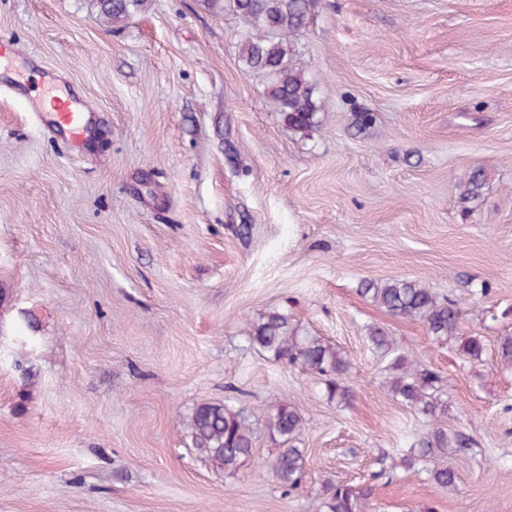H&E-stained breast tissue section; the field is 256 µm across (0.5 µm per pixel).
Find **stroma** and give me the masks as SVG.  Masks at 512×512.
Masks as SVG:
<instances>
[{
	"label": "stroma",
	"mask_w": 512,
	"mask_h": 512,
	"mask_svg": "<svg viewBox=\"0 0 512 512\" xmlns=\"http://www.w3.org/2000/svg\"><path fill=\"white\" fill-rule=\"evenodd\" d=\"M241 28L200 0L120 27L94 0H0V38L91 111L74 147L0 81V512H323L329 480L371 488L372 512H512V0H318L303 132L243 67ZM357 112L375 121L355 138ZM365 278L458 299L482 359L361 297ZM272 310L351 358L350 406L250 344ZM372 327L447 387L473 442L456 490L428 461L371 480L429 429L389 395ZM225 399L255 437L233 474L185 430ZM283 403L306 420L291 491L268 468Z\"/></svg>",
	"instance_id": "1"
}]
</instances>
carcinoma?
Returning a JSON list of instances; mask_svg holds the SVG:
<instances>
[{
  "label": "carcinoma",
  "mask_w": 512,
  "mask_h": 512,
  "mask_svg": "<svg viewBox=\"0 0 512 512\" xmlns=\"http://www.w3.org/2000/svg\"><path fill=\"white\" fill-rule=\"evenodd\" d=\"M99 15L121 24L135 15L144 0H95ZM203 6L222 13L224 7L241 17L246 30L240 35L239 58L243 66L266 85L269 100L295 131L318 124L321 105L312 83L296 66L294 55L298 37L315 6L314 0H202ZM486 182L484 171H474L464 194L478 195ZM357 292L369 298L393 316L422 321L438 341L459 342V351L471 361L482 359L485 347L476 336H461L460 308L456 301L439 297L417 279L393 278L359 282ZM368 341L389 374L391 397L428 419L429 431L402 458L403 466L413 467L424 458H446L468 450L469 438L452 432L444 424L448 412L446 391L441 378L431 369L410 359L393 339L378 328L369 331ZM249 342L263 356L274 362L299 364L323 377L329 401L338 407L349 406L354 392L346 383L352 363L338 346L305 329L294 327L288 314L269 311L250 328ZM499 361L512 368V336L500 338L496 349ZM305 420L290 404L278 407L269 418L268 430L278 452L271 464L275 477L283 485L298 486L304 469L303 450L293 442L304 428ZM190 443L214 468L235 473L253 454V431L241 412L230 402H202L187 422ZM432 483L442 489L457 486L458 474L448 465H434ZM365 494L342 482L325 487L324 512H364Z\"/></svg>",
  "instance_id": "carcinoma-1"
}]
</instances>
